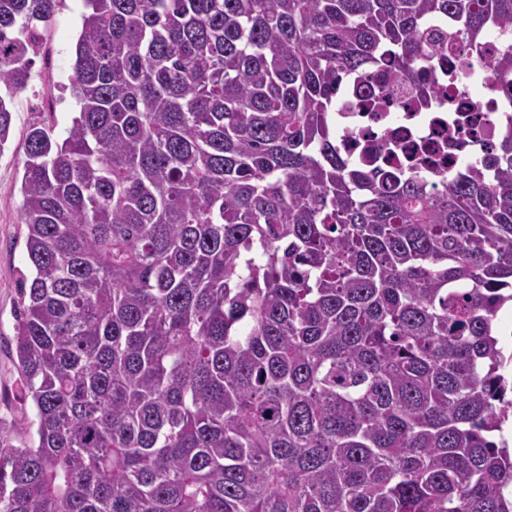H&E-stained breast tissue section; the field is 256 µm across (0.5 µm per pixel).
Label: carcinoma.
<instances>
[{
  "mask_svg": "<svg viewBox=\"0 0 512 512\" xmlns=\"http://www.w3.org/2000/svg\"><path fill=\"white\" fill-rule=\"evenodd\" d=\"M59 2L0 0V83ZM86 7L77 115L25 138L0 512H512V139L438 189L332 120L386 62L429 105L430 59L483 61L512 0ZM489 64L512 87V41Z\"/></svg>",
  "mask_w": 512,
  "mask_h": 512,
  "instance_id": "1",
  "label": "carcinoma"
}]
</instances>
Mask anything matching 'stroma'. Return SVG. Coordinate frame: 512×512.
<instances>
[{
	"instance_id": "obj_1",
	"label": "stroma",
	"mask_w": 512,
	"mask_h": 512,
	"mask_svg": "<svg viewBox=\"0 0 512 512\" xmlns=\"http://www.w3.org/2000/svg\"><path fill=\"white\" fill-rule=\"evenodd\" d=\"M85 11V0H62L50 24L39 27L31 80L14 101L13 132L0 151V418L10 422L23 412L17 397L19 375L9 351L19 272L27 265L26 230L20 219L24 138L34 124L58 135L71 124L77 110L72 92L74 49Z\"/></svg>"
}]
</instances>
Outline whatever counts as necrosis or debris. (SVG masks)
I'll return each instance as SVG.
<instances>
[{
  "label": "necrosis or debris",
  "mask_w": 512,
  "mask_h": 512,
  "mask_svg": "<svg viewBox=\"0 0 512 512\" xmlns=\"http://www.w3.org/2000/svg\"><path fill=\"white\" fill-rule=\"evenodd\" d=\"M459 54L450 45L447 58L430 70L438 93L429 109L411 104L410 79L395 76L389 65L361 81L373 99L360 100L356 89H345L335 112L340 151L358 165L376 155L432 175L457 167L464 144L471 157L488 158L496 141L512 138V101L495 88L488 67L460 69ZM475 83L481 87L477 95L470 90Z\"/></svg>",
  "instance_id": "obj_1"
}]
</instances>
